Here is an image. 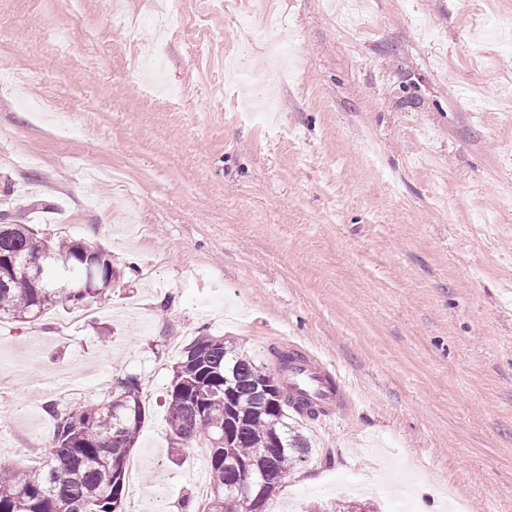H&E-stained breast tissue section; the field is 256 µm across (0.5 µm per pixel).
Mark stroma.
Returning a JSON list of instances; mask_svg holds the SVG:
<instances>
[{"label": "stroma", "instance_id": "stroma-1", "mask_svg": "<svg viewBox=\"0 0 512 512\" xmlns=\"http://www.w3.org/2000/svg\"><path fill=\"white\" fill-rule=\"evenodd\" d=\"M223 2L123 0L121 27L99 0H0V224L121 272L79 323L72 306L0 319V464L43 455L46 402L133 377L147 416L127 466L180 512L207 453L166 421L184 347L223 336L274 372L296 342L361 400L299 419L310 450L264 512H512V39L471 47L512 0H369L354 30L334 0H270L273 33ZM158 53L150 86L132 63ZM70 379L80 393L59 392Z\"/></svg>", "mask_w": 512, "mask_h": 512}]
</instances>
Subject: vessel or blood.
<instances>
[{"label": "vessel or blood", "instance_id": "1", "mask_svg": "<svg viewBox=\"0 0 512 512\" xmlns=\"http://www.w3.org/2000/svg\"><path fill=\"white\" fill-rule=\"evenodd\" d=\"M292 351L296 358L288 367L286 380L293 396L307 400L324 417L349 411L353 406L351 386L339 366L301 345L293 346Z\"/></svg>", "mask_w": 512, "mask_h": 512}]
</instances>
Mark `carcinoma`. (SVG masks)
Segmentation results:
<instances>
[{
	"mask_svg": "<svg viewBox=\"0 0 512 512\" xmlns=\"http://www.w3.org/2000/svg\"><path fill=\"white\" fill-rule=\"evenodd\" d=\"M42 266L43 276L62 275L72 288H37L27 265ZM0 264L12 267L0 278V318L37 320L54 307L100 301L117 276L112 259L99 247L82 241L39 239L25 224H0ZM267 368L219 336H198L182 352L165 398L173 444L190 448L203 439L209 448L210 495L198 505L185 502V512H245L232 488L241 472L224 465V451L256 466L265 497L283 486L282 474L300 461L308 446L288 423V388L279 384V405L263 403L257 384ZM232 388L224 404V385ZM43 410L53 431L43 459L35 465L0 466V512H122L126 463L146 417L143 391L133 378L107 399L90 406L60 409L52 402ZM278 433L282 448L266 453L268 439ZM227 442H222V438ZM312 512H372L346 502L315 504Z\"/></svg>",
	"mask_w": 512,
	"mask_h": 512,
	"instance_id": "cac0c4a2",
	"label": "carcinoma"
}]
</instances>
